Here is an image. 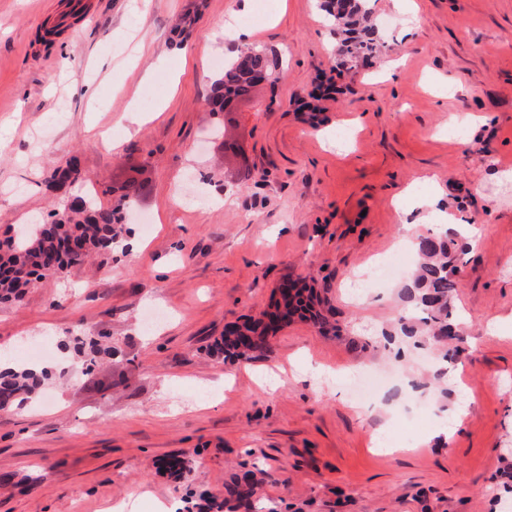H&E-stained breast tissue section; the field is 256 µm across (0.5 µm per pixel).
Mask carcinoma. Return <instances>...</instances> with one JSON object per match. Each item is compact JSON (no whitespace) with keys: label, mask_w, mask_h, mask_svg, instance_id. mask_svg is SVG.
<instances>
[{"label":"carcinoma","mask_w":512,"mask_h":512,"mask_svg":"<svg viewBox=\"0 0 512 512\" xmlns=\"http://www.w3.org/2000/svg\"><path fill=\"white\" fill-rule=\"evenodd\" d=\"M321 7L336 21V33L342 35L338 65L351 69L358 62L373 56L378 49L375 28L362 0H323ZM279 64L260 47H249L224 63V69L214 82L208 105L212 112L224 111V100L250 95L251 78L256 73L273 76ZM82 207L63 208L53 214V220L26 226L22 232L3 243L0 251V302L19 301L24 290L47 275L64 272L71 266L85 263L97 249L112 248V240L122 233L120 215L104 208L97 201L81 197ZM456 232L452 228L420 234L412 248L417 264L412 278L402 286L409 302L408 315L398 320L397 336H421L430 327L443 331L453 322L449 299L458 287L462 266L455 251ZM81 343L85 370H90L103 355L112 354L93 336L78 338ZM214 349L226 359H243L268 349V337L256 341L238 336L233 331L215 341ZM48 379V372L35 368L0 371V409L20 407L34 398ZM163 468L180 478L191 470V459L175 456ZM255 481L246 484L237 477L224 485L220 497H209L197 504L199 512H236L248 501L251 512H278L272 506L259 508L253 502Z\"/></svg>","instance_id":"obj_1"}]
</instances>
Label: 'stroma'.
<instances>
[{
	"label": "stroma",
	"instance_id": "1",
	"mask_svg": "<svg viewBox=\"0 0 512 512\" xmlns=\"http://www.w3.org/2000/svg\"><path fill=\"white\" fill-rule=\"evenodd\" d=\"M366 6L381 54L340 71L319 0L262 15L243 0H88L76 16L0 0V243L62 204L48 181L66 165L73 193L122 205L127 243L0 304V350L53 372L49 406L0 410V512H177L246 471L278 512H512V0ZM241 9L283 65L214 113L213 61L236 51L221 25ZM386 56L400 64L382 78ZM455 112L476 116L470 134L445 131ZM425 176L455 219L485 227L462 257L456 356L439 375L435 354L383 341L398 288L355 301L346 282L395 251L401 224L430 232L393 206ZM287 281L324 299L326 328L296 318L258 358L211 352ZM500 318L505 338H485ZM97 334L112 354L82 373L72 339ZM279 367L268 392L257 376ZM354 367L394 377L374 413L345 386ZM410 395L469 410L442 443L440 416L394 420ZM182 453L187 479L159 472Z\"/></svg>",
	"mask_w": 512,
	"mask_h": 512
}]
</instances>
